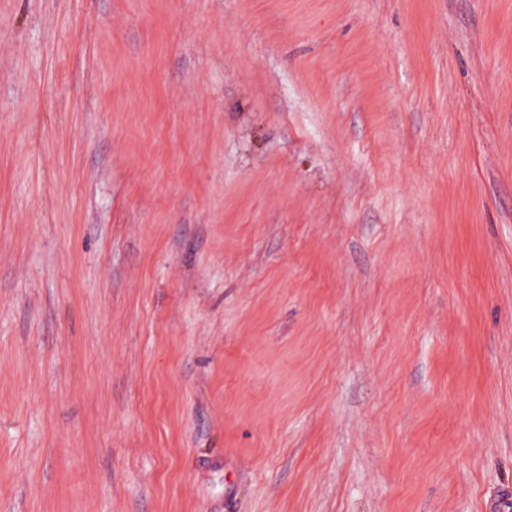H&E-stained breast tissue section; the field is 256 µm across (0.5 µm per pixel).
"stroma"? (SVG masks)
<instances>
[{
	"label": "stroma",
	"mask_w": 512,
	"mask_h": 512,
	"mask_svg": "<svg viewBox=\"0 0 512 512\" xmlns=\"http://www.w3.org/2000/svg\"><path fill=\"white\" fill-rule=\"evenodd\" d=\"M504 489L512 0H0V512Z\"/></svg>",
	"instance_id": "obj_1"
}]
</instances>
